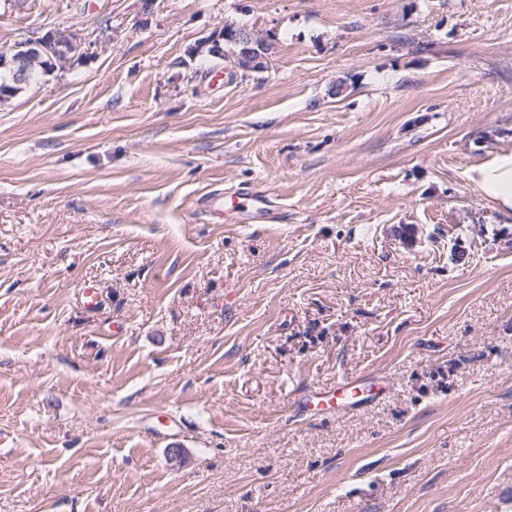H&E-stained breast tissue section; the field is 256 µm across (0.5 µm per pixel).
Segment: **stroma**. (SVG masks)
Wrapping results in <instances>:
<instances>
[{
    "label": "stroma",
    "instance_id": "1",
    "mask_svg": "<svg viewBox=\"0 0 512 512\" xmlns=\"http://www.w3.org/2000/svg\"><path fill=\"white\" fill-rule=\"evenodd\" d=\"M228 20L262 71L194 55ZM47 34L80 54L0 104V512H512V211L469 179L512 0H0V50ZM240 188L283 221L199 205ZM342 377L386 388L305 408ZM224 43L235 46L230 60L239 70L260 69L272 50V44L265 36L230 21L224 23Z\"/></svg>",
    "mask_w": 512,
    "mask_h": 512
}]
</instances>
